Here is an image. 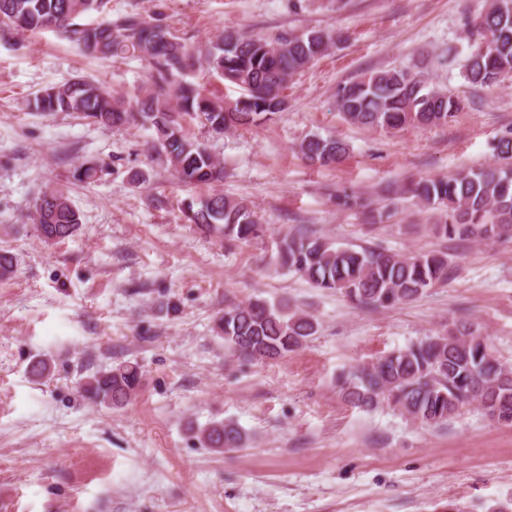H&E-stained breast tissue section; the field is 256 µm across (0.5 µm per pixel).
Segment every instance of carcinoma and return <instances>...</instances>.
I'll use <instances>...</instances> for the list:
<instances>
[{
  "mask_svg": "<svg viewBox=\"0 0 512 512\" xmlns=\"http://www.w3.org/2000/svg\"><path fill=\"white\" fill-rule=\"evenodd\" d=\"M110 0H0V30L52 31L76 43L91 57L146 61L148 80L127 96H114L94 79H76L43 88L32 105L42 113L70 112L94 125L120 130L137 125L149 131V149L185 187L224 182V166L206 143L188 135L186 123L199 120L215 134L258 126L284 110L288 81L333 44L323 30L261 35L226 31L205 48L138 14L109 17ZM91 14L96 23L82 24ZM474 28L482 41L465 65V78L487 88L512 74V0H492ZM237 86L240 96L226 102L187 80L196 67ZM344 120L389 132L407 125L445 124L465 107L463 100L428 85L424 76L402 70L364 74L336 90ZM496 164L448 178L419 179L403 189L416 205L445 213L434 231L450 240L485 241L512 237V137L501 138ZM302 157L320 166L336 165L349 145L319 135L305 137ZM33 216L42 240L53 244L75 236L80 214L67 190L50 188L34 198ZM186 223L204 234L249 243L266 235V225L243 201L220 192L189 195L180 202ZM277 267L313 287L343 294L357 307L389 308L412 301L430 288L446 285L456 271L448 255L428 251L405 257L361 245H338L323 236L284 234ZM15 274L13 257L0 247V279ZM319 330L317 320L286 299L256 298L230 304L217 315L214 331L224 349L244 360L265 363L296 352ZM142 371L122 362L93 372L82 389L101 404L119 407L139 390ZM349 406L372 410L387 402L430 426L445 424L481 400L485 415L512 416V364L496 355L473 324L459 322L446 336H429L376 361L341 372L336 379ZM193 439L214 452L248 447L236 423L212 420L190 426Z\"/></svg>",
  "mask_w": 512,
  "mask_h": 512,
  "instance_id": "1",
  "label": "carcinoma"
}]
</instances>
